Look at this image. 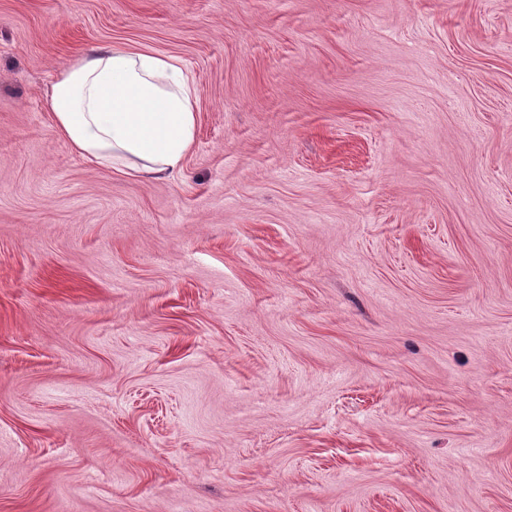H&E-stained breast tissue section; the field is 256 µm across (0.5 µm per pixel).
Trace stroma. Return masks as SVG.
I'll use <instances>...</instances> for the list:
<instances>
[{
    "label": "stroma",
    "instance_id": "35a3bbf8",
    "mask_svg": "<svg viewBox=\"0 0 512 512\" xmlns=\"http://www.w3.org/2000/svg\"><path fill=\"white\" fill-rule=\"evenodd\" d=\"M108 43L180 172L59 135ZM0 512H512V0H0ZM193 93L175 57L110 43L62 69L47 98L73 151L138 178L182 169L195 142Z\"/></svg>",
    "mask_w": 512,
    "mask_h": 512
}]
</instances>
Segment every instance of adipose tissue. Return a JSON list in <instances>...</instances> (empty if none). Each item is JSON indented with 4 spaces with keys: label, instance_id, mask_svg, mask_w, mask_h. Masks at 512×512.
Wrapping results in <instances>:
<instances>
[{
    "label": "adipose tissue",
    "instance_id": "adipose-tissue-1",
    "mask_svg": "<svg viewBox=\"0 0 512 512\" xmlns=\"http://www.w3.org/2000/svg\"><path fill=\"white\" fill-rule=\"evenodd\" d=\"M193 93L175 57L110 43L62 69L47 98L73 151L138 178L181 170L195 142Z\"/></svg>",
    "mask_w": 512,
    "mask_h": 512
}]
</instances>
